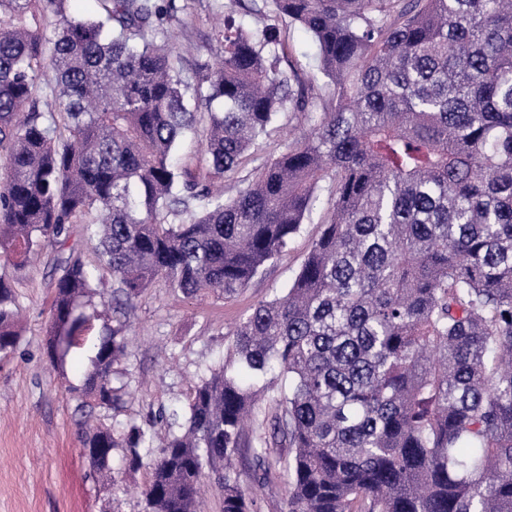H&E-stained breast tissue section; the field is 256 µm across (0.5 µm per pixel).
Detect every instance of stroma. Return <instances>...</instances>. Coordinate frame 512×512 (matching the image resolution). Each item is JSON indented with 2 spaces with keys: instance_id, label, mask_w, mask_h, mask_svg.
<instances>
[{
  "instance_id": "stroma-1",
  "label": "stroma",
  "mask_w": 512,
  "mask_h": 512,
  "mask_svg": "<svg viewBox=\"0 0 512 512\" xmlns=\"http://www.w3.org/2000/svg\"><path fill=\"white\" fill-rule=\"evenodd\" d=\"M228 16L249 27L257 24L255 16L231 9L229 0H194L181 24L172 28L171 42L186 76L195 77L201 61L219 58V23ZM279 29L287 45L283 65L294 66L305 84L328 95L331 88L311 36L285 21ZM306 131L299 113L281 116L228 184L252 180L256 167L279 153L288 134ZM321 230V215L313 213L288 250L233 298H189L161 282L145 291L130 314L127 354L114 367L115 382L127 385L116 410L82 404L91 368L88 350L73 349L54 363L44 354L57 261L73 250L87 262L97 260L84 226L72 225L66 245L46 246L24 269L0 258V278L11 283L22 309L16 348L0 353V512H139L148 469H131L116 460L111 476L94 472L82 451V431L101 422L141 423L162 409L185 410L199 375L232 361L229 330L254 305L284 288ZM237 466L253 512H283L287 487L282 465L271 468L262 486L249 455L239 457Z\"/></svg>"
}]
</instances>
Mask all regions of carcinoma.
I'll use <instances>...</instances> for the list:
<instances>
[{
    "label": "carcinoma",
    "instance_id": "1",
    "mask_svg": "<svg viewBox=\"0 0 512 512\" xmlns=\"http://www.w3.org/2000/svg\"><path fill=\"white\" fill-rule=\"evenodd\" d=\"M66 2L0 0V256L22 268L87 224L98 265L57 262L46 351L80 344L109 270L96 405L123 401L112 367L155 280L233 298L327 205L288 287L228 332L237 366L202 375L183 414L84 431L92 467L150 458L142 512H198L211 477L221 512H251L243 448L262 471L287 451L286 512H512V0H262L311 34L329 99L281 68L273 25L224 22L191 85L169 44L190 0ZM286 110L309 130L228 196L175 165L199 112L222 178ZM16 304L0 279V353ZM262 395L271 433L251 436Z\"/></svg>",
    "mask_w": 512,
    "mask_h": 512
}]
</instances>
